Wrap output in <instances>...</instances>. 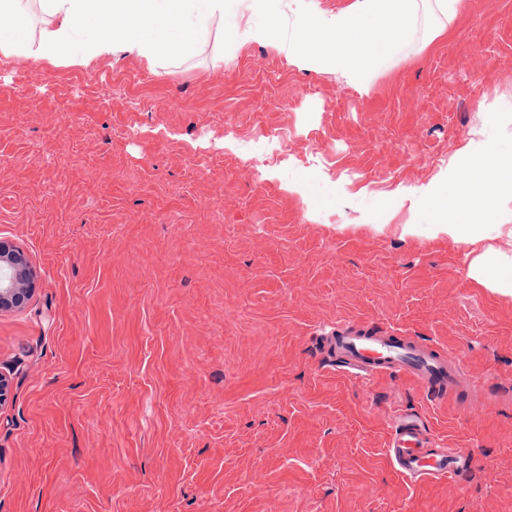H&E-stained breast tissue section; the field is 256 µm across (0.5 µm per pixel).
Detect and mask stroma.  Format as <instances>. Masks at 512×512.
I'll return each instance as SVG.
<instances>
[{
  "label": "stroma",
  "instance_id": "stroma-1",
  "mask_svg": "<svg viewBox=\"0 0 512 512\" xmlns=\"http://www.w3.org/2000/svg\"><path fill=\"white\" fill-rule=\"evenodd\" d=\"M148 67L0 56V241L37 272L0 312V512H512V297L398 187L512 113V0H466L362 93L240 41ZM303 183V193L291 192ZM458 360L459 400L336 371L343 324ZM484 468L413 485L397 415Z\"/></svg>",
  "mask_w": 512,
  "mask_h": 512
}]
</instances>
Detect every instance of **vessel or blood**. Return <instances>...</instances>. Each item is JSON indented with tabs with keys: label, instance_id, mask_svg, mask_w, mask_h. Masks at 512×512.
<instances>
[{
	"label": "vessel or blood",
	"instance_id": "vessel-or-blood-1",
	"mask_svg": "<svg viewBox=\"0 0 512 512\" xmlns=\"http://www.w3.org/2000/svg\"><path fill=\"white\" fill-rule=\"evenodd\" d=\"M339 372L351 375H395L415 383L432 397L447 399L456 392L459 363L412 337L369 327H341L329 343ZM427 428L421 416L401 413L387 442V455L408 482L424 484L461 476L480 468L472 452L426 445Z\"/></svg>",
	"mask_w": 512,
	"mask_h": 512
}]
</instances>
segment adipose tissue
Instances as JSON below:
<instances>
[{
    "instance_id": "adipose-tissue-1",
    "label": "adipose tissue",
    "mask_w": 512,
    "mask_h": 512,
    "mask_svg": "<svg viewBox=\"0 0 512 512\" xmlns=\"http://www.w3.org/2000/svg\"><path fill=\"white\" fill-rule=\"evenodd\" d=\"M22 0H0V55L85 64L118 53L149 66L188 55L206 40L224 0H40L50 21L33 30ZM491 117L448 162L445 173L417 189L414 206L431 224H404V236L448 239L465 248L475 286L512 296V149Z\"/></svg>"
}]
</instances>
